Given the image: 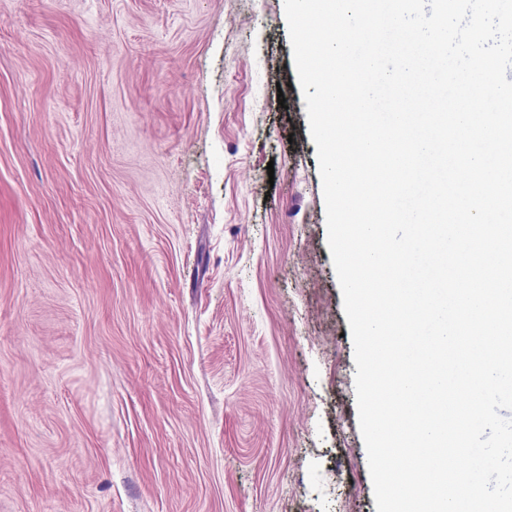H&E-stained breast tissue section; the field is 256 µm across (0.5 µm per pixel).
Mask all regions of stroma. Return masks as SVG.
<instances>
[{
  "label": "stroma",
  "mask_w": 512,
  "mask_h": 512,
  "mask_svg": "<svg viewBox=\"0 0 512 512\" xmlns=\"http://www.w3.org/2000/svg\"><path fill=\"white\" fill-rule=\"evenodd\" d=\"M284 0H0V512H376Z\"/></svg>",
  "instance_id": "35a3bbf8"
}]
</instances>
